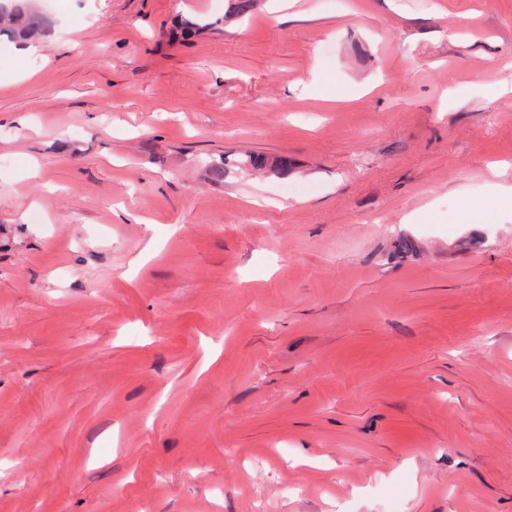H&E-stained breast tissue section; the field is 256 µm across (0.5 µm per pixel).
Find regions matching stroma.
I'll use <instances>...</instances> for the list:
<instances>
[{
    "label": "stroma",
    "mask_w": 512,
    "mask_h": 512,
    "mask_svg": "<svg viewBox=\"0 0 512 512\" xmlns=\"http://www.w3.org/2000/svg\"><path fill=\"white\" fill-rule=\"evenodd\" d=\"M60 2L0 42V512H512V0Z\"/></svg>",
    "instance_id": "1"
}]
</instances>
